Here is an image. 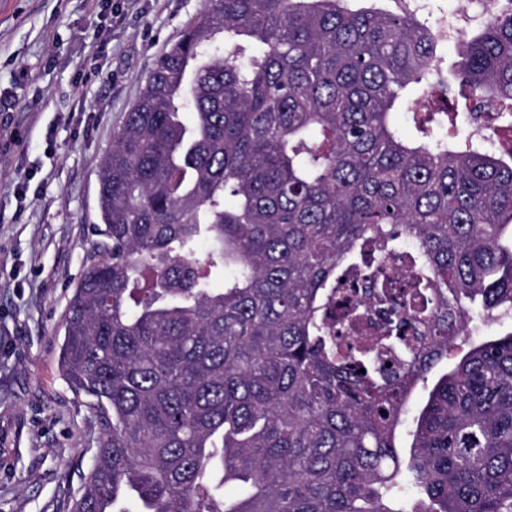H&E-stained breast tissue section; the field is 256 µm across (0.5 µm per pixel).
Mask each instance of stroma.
<instances>
[{"label": "stroma", "mask_w": 512, "mask_h": 512, "mask_svg": "<svg viewBox=\"0 0 512 512\" xmlns=\"http://www.w3.org/2000/svg\"><path fill=\"white\" fill-rule=\"evenodd\" d=\"M204 0H0V512H67L100 425L58 370L98 241L99 169L159 58ZM27 183L26 198L15 188Z\"/></svg>", "instance_id": "obj_1"}]
</instances>
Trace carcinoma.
Masks as SVG:
<instances>
[{
  "mask_svg": "<svg viewBox=\"0 0 512 512\" xmlns=\"http://www.w3.org/2000/svg\"><path fill=\"white\" fill-rule=\"evenodd\" d=\"M351 2L206 0L114 133L60 348L102 430L69 512H512V332L395 443L472 314L512 316V147L448 133L458 98L512 112V5L450 86L427 23ZM370 247L418 304L341 336ZM447 369V362L443 361L432 371L429 377L428 385H420L411 399V414L403 427L402 432L398 437V444L401 448L399 450L402 453L407 452L410 448V444L412 442V437L409 435L410 430L412 429V416L414 413H417L418 410L425 404L429 391L432 387L435 379Z\"/></svg>",
  "mask_w": 512,
  "mask_h": 512,
  "instance_id": "1",
  "label": "carcinoma"
}]
</instances>
